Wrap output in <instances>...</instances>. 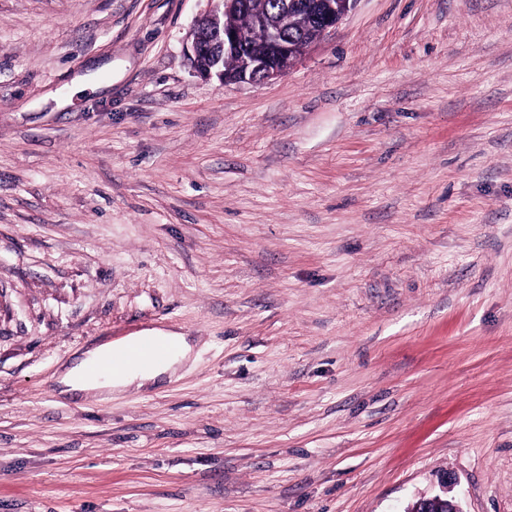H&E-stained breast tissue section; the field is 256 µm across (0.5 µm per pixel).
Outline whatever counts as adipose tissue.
<instances>
[{
  "label": "adipose tissue",
  "instance_id": "obj_1",
  "mask_svg": "<svg viewBox=\"0 0 512 512\" xmlns=\"http://www.w3.org/2000/svg\"><path fill=\"white\" fill-rule=\"evenodd\" d=\"M158 340L170 343L172 353L169 357L144 368H119L108 375L92 376L88 373L91 364L119 355L122 351L138 345L139 337L131 336L115 343H106L88 351L79 362L69 368L59 383L67 391H86L89 389L113 390L136 382L154 381L165 375L172 367L185 359L192 350L187 337L178 334L158 333Z\"/></svg>",
  "mask_w": 512,
  "mask_h": 512
}]
</instances>
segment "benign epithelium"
<instances>
[{
  "label": "benign epithelium",
  "mask_w": 512,
  "mask_h": 512,
  "mask_svg": "<svg viewBox=\"0 0 512 512\" xmlns=\"http://www.w3.org/2000/svg\"><path fill=\"white\" fill-rule=\"evenodd\" d=\"M213 3L197 20L186 57L194 72L221 83L254 84L267 82L285 74L306 51L295 38L284 34L295 17L303 16L309 25L324 36L353 9L357 0H286L285 10L275 19L263 16L256 22L268 29L269 38L261 52L253 50L243 33L227 23V19L247 7L246 0H210ZM236 59V71L225 77L224 60ZM453 478L444 472L439 476L440 491L415 500L406 512H464L456 497L448 494Z\"/></svg>",
  "instance_id": "1"
}]
</instances>
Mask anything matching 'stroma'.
<instances>
[{
    "instance_id": "35a3bbf8",
    "label": "stroma",
    "mask_w": 512,
    "mask_h": 512,
    "mask_svg": "<svg viewBox=\"0 0 512 512\" xmlns=\"http://www.w3.org/2000/svg\"><path fill=\"white\" fill-rule=\"evenodd\" d=\"M208 0H0V512H512V0H358L282 77ZM179 333L164 380L64 394ZM145 339H156L170 343L172 353L169 357L144 368H117L112 371L115 365H134L146 366L151 364L162 352L159 344L146 341L139 346ZM126 351L119 361L112 362V358L91 367L94 374L102 372H112L108 375L90 376L88 368L91 364L105 360L109 357H115L122 351ZM192 347L187 336L178 334H166L162 332L147 331L143 335L129 336L128 338L115 342L106 343L88 351L79 362L69 368L59 379V384L65 387L66 392L86 391L89 389H106L112 392L115 388L126 387L135 382L156 381L162 375H165L172 367L185 359L191 352ZM448 472L439 476L440 491L415 500L405 512H464L456 497L448 495V485L453 484Z\"/></svg>"
}]
</instances>
